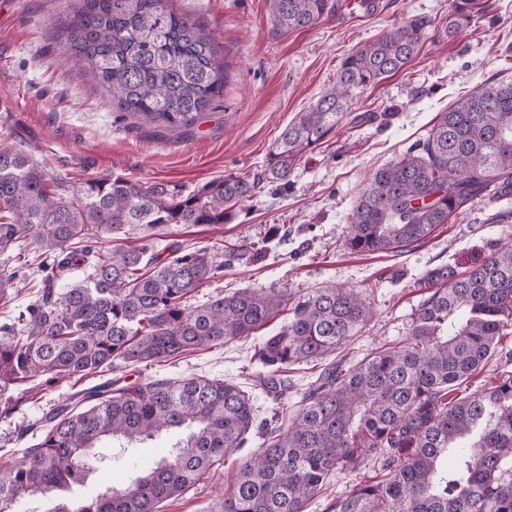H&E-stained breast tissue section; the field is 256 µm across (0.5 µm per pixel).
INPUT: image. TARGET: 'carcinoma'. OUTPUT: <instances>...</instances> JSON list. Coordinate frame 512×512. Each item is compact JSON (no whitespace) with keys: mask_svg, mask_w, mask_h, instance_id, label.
<instances>
[{"mask_svg":"<svg viewBox=\"0 0 512 512\" xmlns=\"http://www.w3.org/2000/svg\"><path fill=\"white\" fill-rule=\"evenodd\" d=\"M170 0H80L58 38L100 85L118 93L124 118L189 134L224 92V63L201 26ZM280 26L309 29L335 0H271ZM478 0H451L444 32L468 26ZM434 32L415 15L344 58L336 80L288 123L250 179L226 175L183 195L161 184L90 177L73 193L27 153L0 146V305L14 299L31 240L43 287L0 325V418L39 387L112 370L115 362L154 364L184 351L248 337L288 311V321L254 353L262 386L284 387L290 367L325 360L361 335L375 313L352 288L327 286L294 300L276 289L193 294L221 277L225 260L208 247H172L159 258L152 230L170 224H222L271 184L288 185L297 162L326 142L357 94L401 72ZM512 199V79L494 78L438 115L427 135L377 170L354 202L347 238L357 253H397L425 244L442 224L484 200ZM141 244L102 253L124 230ZM73 268L87 275L56 288ZM426 296L407 337L353 364L323 368L288 419L267 426L264 448L242 458L233 488L211 512H305L329 476L367 459L381 479L356 486L330 512H512V370L490 387L448 400L454 387L499 353L512 325V241L466 270L428 269ZM257 416L250 394L218 378L193 376L82 389L44 416L41 440L0 469V512L23 495L45 512H159L225 455L241 450ZM177 434L147 461L129 465L124 484L88 488L111 456Z\"/></svg>","mask_w":512,"mask_h":512,"instance_id":"cac0c4a2","label":"carcinoma"}]
</instances>
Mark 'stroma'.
Wrapping results in <instances>:
<instances>
[{
  "label": "stroma",
  "mask_w": 512,
  "mask_h": 512,
  "mask_svg": "<svg viewBox=\"0 0 512 512\" xmlns=\"http://www.w3.org/2000/svg\"><path fill=\"white\" fill-rule=\"evenodd\" d=\"M336 3L334 15L318 26L289 30L275 21L270 0H174L176 9L212 34L226 76L223 96L185 138L153 124L128 125L117 97L88 69L62 56L57 28L76 0H0V145L32 151L51 177L72 189L91 176H121L186 194L230 173L249 178L260 171L286 125L333 84L347 54L411 16L430 17L435 31L419 55L352 101L351 114H370V121L358 127L342 122L295 166L287 188L265 187L226 223L172 224L157 235L160 249L172 243L218 253L240 247L222 277L199 288L197 304L245 288H274L292 298L328 284L367 292L375 309L370 329L339 351L346 361H359L407 336L424 297L416 283L425 270L477 265L505 235L503 225L490 219L498 204L483 202L407 253L356 254L346 243L353 203L368 177L425 137L436 115L454 101L493 75L512 76V0H488V11L452 37L444 33L449 0ZM260 342L256 334L165 363L121 364L113 374L130 384L221 378L248 391L264 420L276 404L296 405L317 370L293 367L289 391L273 401L255 384L259 367L253 354ZM105 379L93 373L56 382L0 418V467L20 460L40 440L37 422L43 414ZM239 461V455L225 456L162 512H209L232 485ZM373 474L369 461L334 472L305 512H327L333 499Z\"/></svg>",
  "instance_id": "stroma-1"
}]
</instances>
